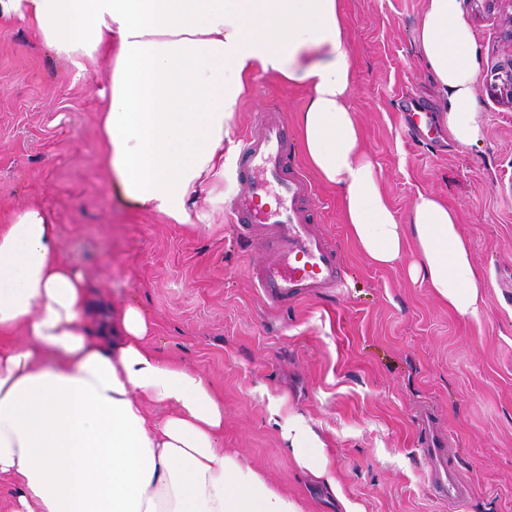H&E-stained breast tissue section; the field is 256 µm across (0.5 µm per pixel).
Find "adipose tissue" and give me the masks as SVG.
<instances>
[{
	"label": "adipose tissue",
	"mask_w": 512,
	"mask_h": 512,
	"mask_svg": "<svg viewBox=\"0 0 512 512\" xmlns=\"http://www.w3.org/2000/svg\"><path fill=\"white\" fill-rule=\"evenodd\" d=\"M1 17L33 26L78 71L107 57L98 130L110 186L174 224L198 220V190L223 176L247 82L307 87L305 156L338 192L352 238L380 264L414 243L413 271L477 314L483 281L455 211L422 192L399 222L362 146L340 0H0ZM418 40L450 136L476 142L480 60L461 0H426ZM59 252L47 209L0 223V481L17 487L12 512H302L225 454L224 401L206 377L148 349L153 325L137 306L93 303ZM284 438L339 494L302 419Z\"/></svg>",
	"instance_id": "adipose-tissue-1"
}]
</instances>
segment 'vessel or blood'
Listing matches in <instances>:
<instances>
[{"instance_id": "vessel-or-blood-1", "label": "vessel or blood", "mask_w": 512, "mask_h": 512, "mask_svg": "<svg viewBox=\"0 0 512 512\" xmlns=\"http://www.w3.org/2000/svg\"><path fill=\"white\" fill-rule=\"evenodd\" d=\"M287 136L279 114L263 113L259 130L242 141L240 189L231 202L240 234L261 235L268 245L253 275L264 300L277 306L344 285L335 249L313 224L314 190L299 170L286 166Z\"/></svg>"}]
</instances>
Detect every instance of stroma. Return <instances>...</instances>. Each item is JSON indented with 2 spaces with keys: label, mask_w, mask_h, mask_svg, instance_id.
<instances>
[{
  "label": "stroma",
  "mask_w": 512,
  "mask_h": 512,
  "mask_svg": "<svg viewBox=\"0 0 512 512\" xmlns=\"http://www.w3.org/2000/svg\"><path fill=\"white\" fill-rule=\"evenodd\" d=\"M426 0H342L352 62L351 105L364 150L399 219L418 193L453 208L484 278L477 315H461L413 280L408 261L379 265L349 235L341 201L304 159L296 117L309 91L256 79L235 134L280 115L288 149L319 204L317 231L347 282L340 295L267 305L251 266L264 254L228 209L238 154L200 193L196 225L173 224L121 200L101 167L96 123L105 67L80 72L19 23L0 21V216L38 204L56 225L60 255L94 297L139 306L154 322L153 352L202 373L224 399V451L250 465L302 512H512V109L486 81L512 57V0H465L481 72L482 137L451 139L417 28ZM430 112L410 137L403 104ZM301 416L328 452L343 497L289 456L269 407ZM431 414L452 443L467 498H441L420 446Z\"/></svg>",
  "instance_id": "35a3bbf8"
}]
</instances>
